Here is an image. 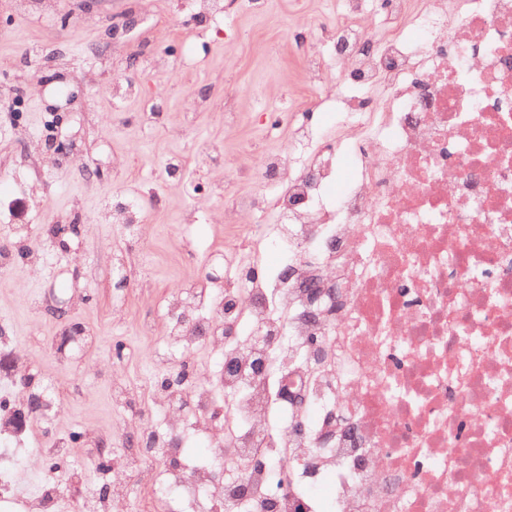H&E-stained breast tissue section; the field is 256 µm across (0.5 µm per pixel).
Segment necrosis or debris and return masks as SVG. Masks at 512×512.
<instances>
[{
    "label": "necrosis or debris",
    "instance_id": "necrosis-or-debris-1",
    "mask_svg": "<svg viewBox=\"0 0 512 512\" xmlns=\"http://www.w3.org/2000/svg\"><path fill=\"white\" fill-rule=\"evenodd\" d=\"M363 2L344 0L331 30L337 72L368 91L343 99L336 139L359 146L355 179L322 203L337 155L303 124V167L265 156L256 180L277 195L230 211L280 214L293 273L224 283L225 307L266 339L224 360L223 426L208 387L168 394L171 430L218 455L149 470L159 431L127 463L204 506L243 493L297 512L295 485L270 489L280 463L336 476L333 512H512V0H390L379 40ZM319 281L334 296L312 294Z\"/></svg>",
    "mask_w": 512,
    "mask_h": 512
}]
</instances>
